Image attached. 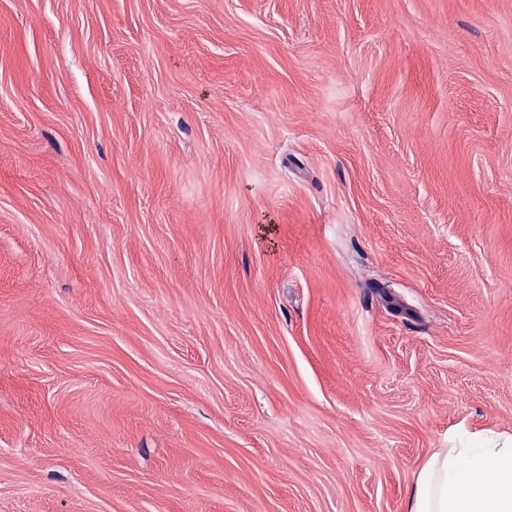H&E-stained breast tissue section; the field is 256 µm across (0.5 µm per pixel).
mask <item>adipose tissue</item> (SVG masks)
<instances>
[{"mask_svg": "<svg viewBox=\"0 0 512 512\" xmlns=\"http://www.w3.org/2000/svg\"><path fill=\"white\" fill-rule=\"evenodd\" d=\"M407 512H512V446L474 438L436 449L422 464Z\"/></svg>", "mask_w": 512, "mask_h": 512, "instance_id": "ef3b65f1", "label": "adipose tissue"}]
</instances>
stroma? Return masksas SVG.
Masks as SVG:
<instances>
[{"label":"stroma","mask_w":512,"mask_h":512,"mask_svg":"<svg viewBox=\"0 0 512 512\" xmlns=\"http://www.w3.org/2000/svg\"><path fill=\"white\" fill-rule=\"evenodd\" d=\"M512 444V0H0V512H406Z\"/></svg>","instance_id":"35a3bbf8"}]
</instances>
